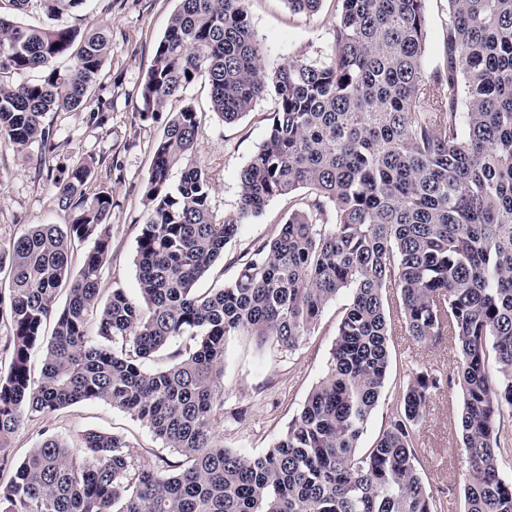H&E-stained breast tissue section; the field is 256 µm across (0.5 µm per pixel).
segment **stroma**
<instances>
[{
  "instance_id": "stroma-1",
  "label": "stroma",
  "mask_w": 512,
  "mask_h": 512,
  "mask_svg": "<svg viewBox=\"0 0 512 512\" xmlns=\"http://www.w3.org/2000/svg\"><path fill=\"white\" fill-rule=\"evenodd\" d=\"M178 0H88L84 7L48 16L38 0H31L21 21L31 27L55 24L84 30L89 24L106 25L112 50L92 88L95 110L51 112L45 122L55 132V150L41 160L38 146L17 151L0 140V246L34 224H67L57 205L52 179L73 162L93 158L95 172L90 191L112 194V253L102 270L103 295L124 289L137 298L136 240L145 218L143 184L151 166L153 148L164 124L142 120L139 83L150 67ZM256 35L264 47L268 71L295 58L326 57L336 33L335 0H322L312 14L291 12L284 0H250ZM426 38L422 67L435 72L442 67L448 23L446 0H426ZM274 95L258 100L239 121L224 123L210 108V90L198 80L183 100L171 101L169 111L192 105L200 123L194 161L207 168L213 182L211 209L217 219L236 214L240 198L239 174L267 136ZM288 199L271 200L262 213L243 221L237 236L225 247L224 260L199 283L205 290L231 281L237 267L233 257L257 243L277 236L288 214ZM339 295L323 310L312 332L295 351L272 344L261 345L249 336L230 337L224 345V404L217 409L214 431L225 448L250 455L270 448L288 423L301 411L310 391L324 376L335 339ZM457 349L443 339L433 346L412 342L404 329L392 338V362L385 391L362 437V447L374 444L383 431L412 367L430 365L453 373ZM461 396L451 386L434 396L423 425L421 453L433 489L445 492L455 504L463 502L468 475L461 448L458 415ZM90 430L123 434L138 464L151 468L178 461V454L157 440L148 427L128 413L100 401H83L59 411L25 419L11 440L14 460H22L44 436L54 435L78 443Z\"/></svg>"
}]
</instances>
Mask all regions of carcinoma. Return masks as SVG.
I'll return each instance as SVG.
<instances>
[{
    "instance_id": "obj_1",
    "label": "carcinoma",
    "mask_w": 512,
    "mask_h": 512,
    "mask_svg": "<svg viewBox=\"0 0 512 512\" xmlns=\"http://www.w3.org/2000/svg\"><path fill=\"white\" fill-rule=\"evenodd\" d=\"M31 2L0 5V138L50 153L45 115L93 105L112 43L97 25L80 33L15 22ZM39 2L54 14L87 0ZM248 2L178 0L140 81V115L152 121L201 77L225 123L275 94L268 134L239 174L237 214L220 221L211 211V177L191 162L199 121L187 105L168 112L143 185L138 299L114 288L99 301L112 194L87 192L91 160L53 181L65 227L37 224L0 246V323L11 345L0 370V470L14 471L0 484V512H447L419 449L440 371L417 367L375 445L360 447L397 325L419 345L456 343L464 512H512V478L498 467L512 447V0H448L446 57L430 75L421 64L425 0H336L331 54L272 73ZM284 2L314 13L322 0ZM68 55L70 66L57 68ZM34 70L35 80H7ZM301 188L311 194L292 205L279 235L241 255L231 282L199 292L242 221ZM75 242L91 247L72 276ZM344 290L351 298L336 319L328 373L300 414L260 456L220 446L213 421L224 404L226 338L293 350ZM181 336L193 341L186 352L163 369L144 367ZM95 400L144 423L181 460L137 468L123 437L88 431L78 447L48 435L14 462L8 447L24 419Z\"/></svg>"
}]
</instances>
